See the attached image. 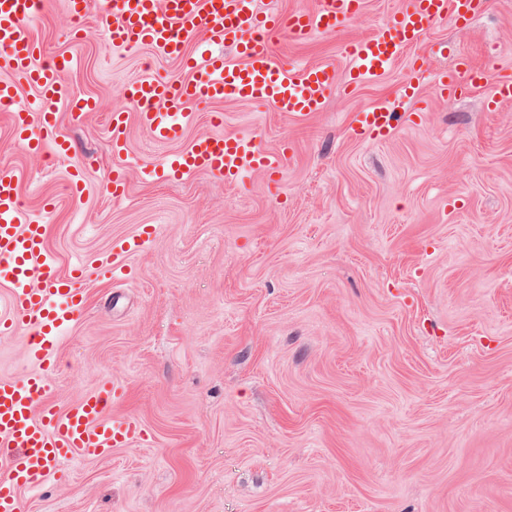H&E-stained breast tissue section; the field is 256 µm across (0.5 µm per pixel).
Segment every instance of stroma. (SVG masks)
Instances as JSON below:
<instances>
[{"label": "stroma", "mask_w": 512, "mask_h": 512, "mask_svg": "<svg viewBox=\"0 0 512 512\" xmlns=\"http://www.w3.org/2000/svg\"><path fill=\"white\" fill-rule=\"evenodd\" d=\"M404 5L366 0L360 18L275 52L345 75V44ZM35 34L45 56H73L69 84L100 109L62 113L66 157L16 145L0 112V170L26 172L27 210L55 201L47 237L62 272L154 234L125 276L87 265L56 383L64 405L120 386L115 409L143 435L73 457L66 479L23 494V512H512V103L490 111V88L448 99L427 84L420 122L352 138L356 112L398 105L403 59L378 83L329 91L307 118L198 101L195 122L158 142L122 88L146 72L188 78L178 60L112 48L98 6L78 20L68 0H46ZM444 42L448 55H429ZM417 53L433 70L460 53L512 68V0H488L464 31L434 25ZM113 111L130 117L118 200L105 191ZM215 132L287 148L282 174L142 179Z\"/></svg>", "instance_id": "obj_1"}]
</instances>
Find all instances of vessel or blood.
I'll return each instance as SVG.
<instances>
[{"mask_svg": "<svg viewBox=\"0 0 512 512\" xmlns=\"http://www.w3.org/2000/svg\"><path fill=\"white\" fill-rule=\"evenodd\" d=\"M486 0H408L384 25L367 37L349 42L344 53L350 61V86L379 82L400 59H408L399 89L401 100L416 99L418 90L434 83L442 97H452L491 86L493 104L512 101V72L490 73L459 55L453 69L430 70L420 57L410 56L428 29L449 20L467 26L486 9ZM364 0H317L312 10L282 15L259 0H103L109 17L108 42L112 47L151 48L156 54L178 59L188 80H162L145 73L123 87L134 105L141 126L157 141L171 139L193 119L192 105L201 99L265 103L275 111L306 117L321 111L328 91L336 86L335 69L324 65L284 67L274 54L281 36L306 42L357 19ZM39 15L36 0H0V71L11 78L0 81V111L7 113L17 145L42 150L30 135L39 126L56 154L69 153L70 143L57 134L59 116L80 118L95 112L99 103L75 94L67 81L74 66L70 55L45 59L34 34ZM194 51H187V43ZM233 49L224 57L221 46ZM25 82L40 92V106L29 112L17 106V85ZM406 119L394 108L375 104L358 113L350 125L352 137L363 141L388 139ZM125 113L110 116L112 154L126 150ZM286 162L282 151L260 149L247 134L205 135L181 153L148 170V177L167 182L199 171L241 182L248 172L261 169L279 173ZM22 170L0 172V285L9 291L0 334L26 337V359L31 369L21 377L0 376V512H21V494L41 488L52 472L62 470L72 455L103 458L114 448L136 439L139 427L127 415L113 412L119 389L105 384L68 405L56 393L59 346L63 333L87 306L79 288L82 267L62 273L47 242L52 202L39 213L27 211L20 189ZM144 238L136 236L99 256V269L124 273L125 261L141 251Z\"/></svg>", "mask_w": 512, "mask_h": 512, "instance_id": "b4317fda", "label": "vessel or blood"}]
</instances>
